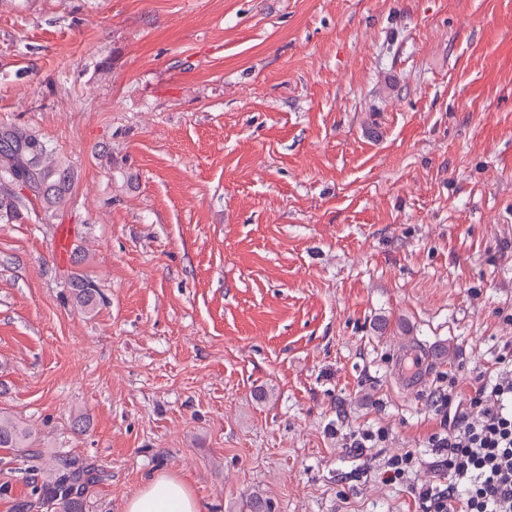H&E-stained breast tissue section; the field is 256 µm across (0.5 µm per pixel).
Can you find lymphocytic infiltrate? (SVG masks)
Instances as JSON below:
<instances>
[{
  "label": "lymphocytic infiltrate",
  "instance_id": "lymphocytic-infiltrate-1",
  "mask_svg": "<svg viewBox=\"0 0 512 512\" xmlns=\"http://www.w3.org/2000/svg\"><path fill=\"white\" fill-rule=\"evenodd\" d=\"M433 404L440 429L428 442L443 452L448 487L421 486L419 512H512V358L471 393L439 389Z\"/></svg>",
  "mask_w": 512,
  "mask_h": 512
}]
</instances>
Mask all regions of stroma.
Masks as SVG:
<instances>
[{
	"instance_id": "obj_1",
	"label": "stroma",
	"mask_w": 512,
	"mask_h": 512,
	"mask_svg": "<svg viewBox=\"0 0 512 512\" xmlns=\"http://www.w3.org/2000/svg\"><path fill=\"white\" fill-rule=\"evenodd\" d=\"M11 125L76 179L0 223V413L95 462L86 512L155 471L204 512H417L445 486L432 393L512 343V0H0ZM70 297L80 308L91 313L101 301L96 282L84 272H74L69 280ZM425 371V359L420 349L407 347L398 353L394 374L400 384L408 389H418L424 380ZM414 459L415 457L412 451H406L404 454L394 457L384 471L387 480L397 481L407 477L414 466Z\"/></svg>"
}]
</instances>
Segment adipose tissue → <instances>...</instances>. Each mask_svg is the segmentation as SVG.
<instances>
[{
    "label": "adipose tissue",
    "mask_w": 512,
    "mask_h": 512,
    "mask_svg": "<svg viewBox=\"0 0 512 512\" xmlns=\"http://www.w3.org/2000/svg\"><path fill=\"white\" fill-rule=\"evenodd\" d=\"M124 512H202V504L182 477L157 472L127 499Z\"/></svg>",
    "instance_id": "ef3b65f1"
}]
</instances>
